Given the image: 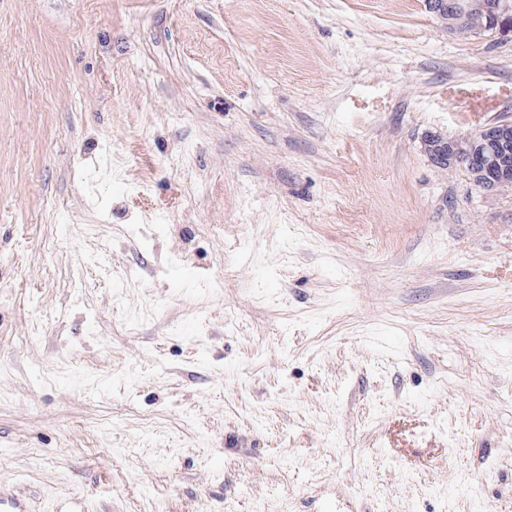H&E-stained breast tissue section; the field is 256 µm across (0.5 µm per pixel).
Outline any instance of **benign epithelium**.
<instances>
[{
	"instance_id": "benign-epithelium-1",
	"label": "benign epithelium",
	"mask_w": 512,
	"mask_h": 512,
	"mask_svg": "<svg viewBox=\"0 0 512 512\" xmlns=\"http://www.w3.org/2000/svg\"><path fill=\"white\" fill-rule=\"evenodd\" d=\"M432 12L450 30H458L472 18H480L471 35L512 29V0H436ZM422 149L437 167L460 165L474 185L487 194L512 188V119L482 125L461 140L429 132Z\"/></svg>"
}]
</instances>
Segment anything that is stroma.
<instances>
[{
    "label": "stroma",
    "instance_id": "stroma-1",
    "mask_svg": "<svg viewBox=\"0 0 512 512\" xmlns=\"http://www.w3.org/2000/svg\"><path fill=\"white\" fill-rule=\"evenodd\" d=\"M512 31L426 0H0V486L33 512H512ZM422 149L437 167L463 166L474 185L486 194L512 188L511 118L479 126L461 140L429 132L422 139Z\"/></svg>",
    "mask_w": 512,
    "mask_h": 512
}]
</instances>
